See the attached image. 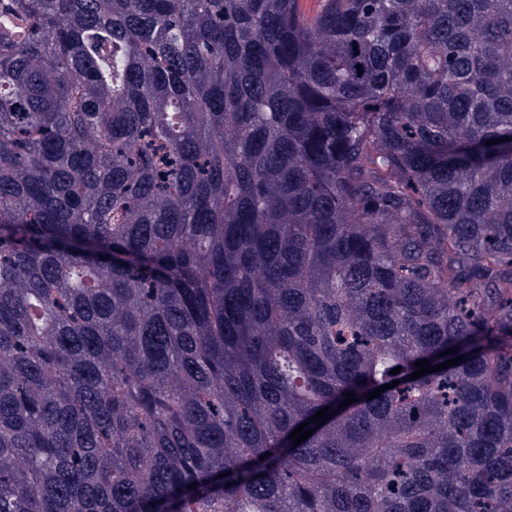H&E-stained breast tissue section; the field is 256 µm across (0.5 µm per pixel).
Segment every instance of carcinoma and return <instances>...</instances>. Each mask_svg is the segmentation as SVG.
Here are the masks:
<instances>
[{
	"instance_id": "cac0c4a2",
	"label": "carcinoma",
	"mask_w": 512,
	"mask_h": 512,
	"mask_svg": "<svg viewBox=\"0 0 512 512\" xmlns=\"http://www.w3.org/2000/svg\"><path fill=\"white\" fill-rule=\"evenodd\" d=\"M0 512H512V0H0Z\"/></svg>"
}]
</instances>
